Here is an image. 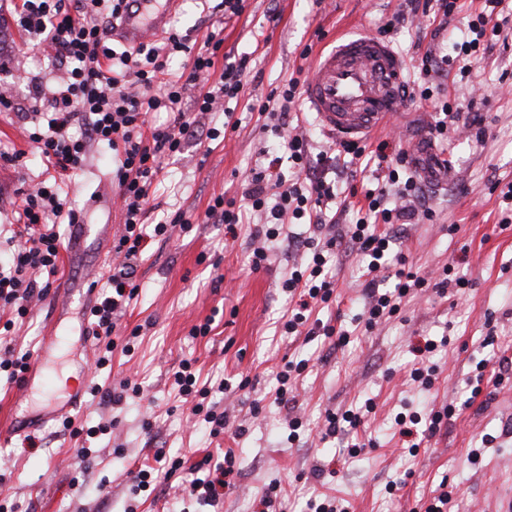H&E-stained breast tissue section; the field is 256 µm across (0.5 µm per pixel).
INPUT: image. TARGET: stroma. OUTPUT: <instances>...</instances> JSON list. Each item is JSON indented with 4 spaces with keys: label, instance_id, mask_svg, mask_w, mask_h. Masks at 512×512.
<instances>
[{
    "label": "stroma",
    "instance_id": "35a3bbf8",
    "mask_svg": "<svg viewBox=\"0 0 512 512\" xmlns=\"http://www.w3.org/2000/svg\"><path fill=\"white\" fill-rule=\"evenodd\" d=\"M403 0H249L242 16L226 18L203 0H183L169 26L186 34L190 53L172 67L189 64L207 33L220 31L224 44L216 70L242 53L251 56L236 127L212 146L189 145L165 158L163 178L150 201L149 223L184 212L189 230L174 228L166 240L152 241L137 261L138 294L117 317L110 362L93 367L101 341L83 322L96 298L88 291L90 271L107 266L112 236L121 216L113 199L112 153L92 147L70 185L76 206L85 208L92 234L61 226L68 241L61 270L46 294L33 300L7 343L15 352L34 351L47 332L66 328L47 392L32 394L39 405L46 393L81 384L105 389L131 381L142 388L113 404L104 392L82 395L69 411L71 426L52 420L33 439L0 444V512H202L185 491L204 456L221 461L232 453L235 475L223 491L219 512H257L271 481H278L273 512H304L308 500L333 496L348 512H424L439 484L451 493L448 512H512V223L501 226L504 205L494 182L512 183V24L501 36L483 37L469 72L456 75L447 93L410 101L366 138L368 148L388 142V156L409 150L415 136L426 135L442 103L462 104L483 113L481 139L449 129L437 149H448L453 178L431 191L432 219L408 225L400 245L407 264L427 280L411 291L399 311L375 328L358 313L366 301L365 259L357 249L331 250L335 292L313 305L308 327L328 325L347 331L345 344L332 336H291L283 322L295 303L281 283L302 254L284 241L267 244V260L252 269L250 228L226 245L224 227L206 222L215 197L240 198L251 168L274 149V135L262 132L257 113L246 103L265 100L270 91L310 71L304 48L320 52L333 38L347 34L377 37L378 29L404 9ZM477 0L449 16L444 30L432 17L408 18L388 36L406 66L418 65V38L443 50L449 38L466 30ZM13 13L0 10V58L12 72L52 82L62 77L51 67L45 46H27ZM26 153L19 167L0 169V214L9 215L14 191L39 170L22 121L0 117V149ZM465 279L462 288L438 293L436 278ZM209 324L207 335L192 329ZM433 341L434 348L418 353ZM305 361L287 402L277 394V373L288 361ZM190 362L199 385H223L217 394L224 431L191 413L173 385V374ZM483 372H476L477 363ZM435 366L430 389L417 387L411 372ZM480 394H473V387ZM374 408L356 427L327 435L328 413ZM454 412L435 435L424 437L409 454L395 422L397 414L426 407ZM299 420L296 441H288V423ZM96 436H88L89 428ZM491 437L482 445L483 437ZM366 444L353 455L350 445ZM89 455H82V447ZM183 465L153 489L132 492V478L154 462L157 450Z\"/></svg>",
    "mask_w": 512,
    "mask_h": 512
}]
</instances>
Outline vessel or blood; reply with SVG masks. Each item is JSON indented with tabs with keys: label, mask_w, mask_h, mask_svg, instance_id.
<instances>
[{
	"label": "vessel or blood",
	"mask_w": 512,
	"mask_h": 512,
	"mask_svg": "<svg viewBox=\"0 0 512 512\" xmlns=\"http://www.w3.org/2000/svg\"><path fill=\"white\" fill-rule=\"evenodd\" d=\"M179 5L180 0H133L119 25L107 32L106 37L139 45L160 35ZM405 72L404 61L387 42L350 38L319 57L305 85L304 97L327 135L357 139L365 136L383 117L399 109ZM410 152L426 182L446 181V174L435 163L433 146L418 139ZM79 399V394L75 393L66 406L54 405L35 414L15 415L9 425L0 430V440L12 441L48 421L64 417L70 408L76 407Z\"/></svg>",
	"instance_id": "vessel-or-blood-1"
}]
</instances>
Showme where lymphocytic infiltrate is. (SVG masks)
<instances>
[{"instance_id": "lymphocytic-infiltrate-1", "label": "lymphocytic infiltrate", "mask_w": 512, "mask_h": 512, "mask_svg": "<svg viewBox=\"0 0 512 512\" xmlns=\"http://www.w3.org/2000/svg\"><path fill=\"white\" fill-rule=\"evenodd\" d=\"M127 0H18L13 6L17 26L25 34L37 37L50 48L64 69L60 81L46 85L31 81L28 92L38 101L32 112H19L12 90L0 86V113L18 114L29 143L39 155L42 169L27 188L18 189L11 218L0 224V244L10 255L0 263V311L17 317L27 313V303L45 288V280L59 270L61 233L57 218L68 224L85 221L84 209L69 201V185L85 165L89 145L107 146L116 156L118 167L117 198L123 213V231L113 243L119 268L108 277V289L101 302L93 306L89 317L96 336H111L115 329L113 314L127 307L134 296L131 281L135 262L148 246L149 236H166L169 228L156 224L145 233L149 192L162 171V160L182 153L192 142L219 140L222 126L199 131L195 119L182 110L188 90H195L193 109L213 112L219 101L239 100L244 89L248 56L225 64L219 81H212L215 57L223 45L216 35H208L198 53H191L185 36L169 31L162 44L143 43L116 49L104 41L103 29L119 20ZM504 0H483V7L469 20L470 38L453 43L448 55L426 50L417 68L413 84L421 99H430L433 87L447 82L454 64L470 62L478 38L499 33L505 13ZM192 54L189 71L171 72V57ZM300 81L290 78L273 89L262 102L249 103V110L265 115L274 136L281 139L287 156H269L251 170L243 183L246 209L234 201L215 198L206 211L207 218L225 225L235 234L237 225L250 224L255 235L273 241L285 225L307 224L322 229L325 208L336 197L337 184H351L352 165L364 154L355 140L337 141L332 151H314L306 136L297 133L291 111L300 97ZM171 112L175 118L167 125L151 126L152 112ZM339 165V181L329 180L327 172ZM387 188L370 189L364 194L367 209L363 218L349 225V243L368 259L364 284L368 302L362 315L374 325L384 315L398 311L413 289L423 287L424 278L396 270L393 289L380 290L376 273L388 263L396 233L394 224H408L417 215L432 217L425 189L406 167L405 153H398L395 167L387 174ZM289 244L302 249L307 263L293 266L282 284L288 294L299 295L296 312L284 323L286 333H299L304 327L312 303L328 302L334 282L328 274L329 255L316 237L292 236ZM234 472L232 454H225L205 477L193 479L189 495L196 502L218 506L225 480Z\"/></svg>"}]
</instances>
